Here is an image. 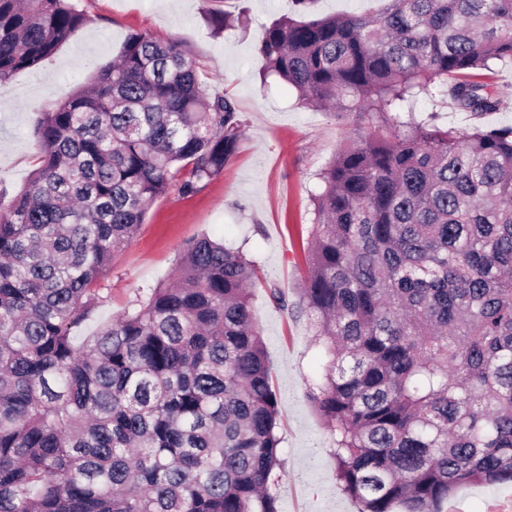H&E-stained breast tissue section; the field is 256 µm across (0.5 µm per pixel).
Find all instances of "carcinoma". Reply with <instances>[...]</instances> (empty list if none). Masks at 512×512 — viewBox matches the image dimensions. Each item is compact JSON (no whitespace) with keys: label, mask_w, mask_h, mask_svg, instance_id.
I'll return each mask as SVG.
<instances>
[{"label":"carcinoma","mask_w":512,"mask_h":512,"mask_svg":"<svg viewBox=\"0 0 512 512\" xmlns=\"http://www.w3.org/2000/svg\"><path fill=\"white\" fill-rule=\"evenodd\" d=\"M381 2L284 17L259 54L366 125L321 172L301 288L338 486L359 512H447L462 484L512 483V124L463 133L417 104L442 86L460 112L501 109L483 76L512 63V0ZM83 24L72 0H0V84ZM243 135L187 50L143 33L42 113L37 168L0 186V512H280L241 249L190 242L173 279L74 336L150 203L197 191Z\"/></svg>","instance_id":"carcinoma-1"}]
</instances>
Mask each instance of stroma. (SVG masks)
Segmentation results:
<instances>
[{
	"label": "stroma",
	"instance_id": "stroma-1",
	"mask_svg": "<svg viewBox=\"0 0 512 512\" xmlns=\"http://www.w3.org/2000/svg\"><path fill=\"white\" fill-rule=\"evenodd\" d=\"M73 2L84 25L40 68L0 84V180L10 192L19 191L36 167L41 112L89 86L134 32L179 42L196 60L204 86L232 97L244 122L240 149L221 174L189 195L171 185L153 201L130 244L100 278L102 302L78 335L95 331L172 279L188 242L206 236L242 248L261 270L251 300L279 403L284 468L273 490L281 512H358L338 488L329 435L306 396L308 381L323 375L328 357L314 342L307 318L291 311L303 284L301 240L316 221L320 174L354 137L358 123L304 104L279 79L261 81L260 41L272 21L294 15L293 0ZM211 10L246 16L247 23L214 32ZM492 81L504 102L498 112L469 116L440 87L420 106L463 132L511 124L512 65H496ZM274 288L283 292L288 309L271 300ZM448 512H512V484L462 486L449 498Z\"/></svg>",
	"mask_w": 512,
	"mask_h": 512
}]
</instances>
